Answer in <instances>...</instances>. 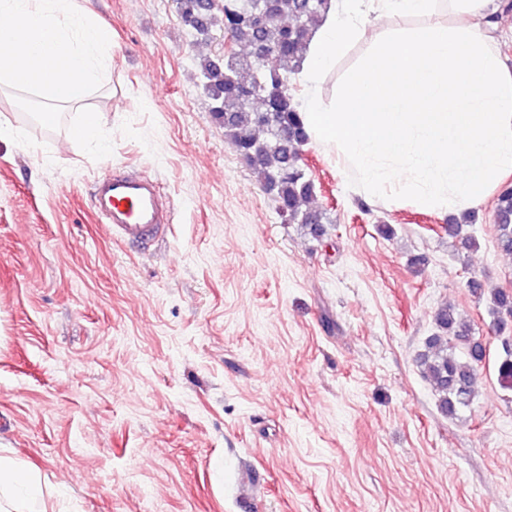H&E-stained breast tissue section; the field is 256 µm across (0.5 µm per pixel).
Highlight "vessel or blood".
Returning <instances> with one entry per match:
<instances>
[{"label":"vessel or blood","instance_id":"obj_1","mask_svg":"<svg viewBox=\"0 0 512 512\" xmlns=\"http://www.w3.org/2000/svg\"><path fill=\"white\" fill-rule=\"evenodd\" d=\"M93 204L99 222L124 244L149 243L169 225L157 181L141 174H114L98 181Z\"/></svg>","mask_w":512,"mask_h":512}]
</instances>
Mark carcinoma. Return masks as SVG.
<instances>
[{"mask_svg":"<svg viewBox=\"0 0 512 512\" xmlns=\"http://www.w3.org/2000/svg\"><path fill=\"white\" fill-rule=\"evenodd\" d=\"M185 21L207 35L213 26L215 0H179ZM332 0H224V23L240 17L228 29L230 39L247 52H226L199 62L205 89L212 97L214 119L259 185L283 208L282 221L298 224L318 239L328 216L311 206L313 181L300 164V149L309 142L301 109L290 79L299 73L313 33L322 23ZM258 45L267 46L270 58L256 59ZM448 237L476 244L471 216L453 217L446 224ZM498 249L512 254V185L499 190L494 209ZM468 288L477 297L487 296L488 314L501 343L498 381L512 391V290L487 289L473 278ZM435 333L417 356L424 377L436 393V406L445 417H455L470 405L479 369L486 362V342L475 335L469 320L451 305L434 314Z\"/></svg>","mask_w":512,"mask_h":512,"instance_id":"obj_1","label":"carcinoma"}]
</instances>
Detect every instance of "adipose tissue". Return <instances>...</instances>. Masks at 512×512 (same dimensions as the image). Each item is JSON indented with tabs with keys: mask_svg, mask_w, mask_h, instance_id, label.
Wrapping results in <instances>:
<instances>
[{
	"mask_svg": "<svg viewBox=\"0 0 512 512\" xmlns=\"http://www.w3.org/2000/svg\"><path fill=\"white\" fill-rule=\"evenodd\" d=\"M491 2L343 0L316 32L304 68L317 81L370 41L333 100L303 114L367 198L459 215L512 175V71ZM38 493L37 474L0 456V512Z\"/></svg>",
	"mask_w": 512,
	"mask_h": 512,
	"instance_id": "ef3b65f1",
	"label": "adipose tissue"
}]
</instances>
